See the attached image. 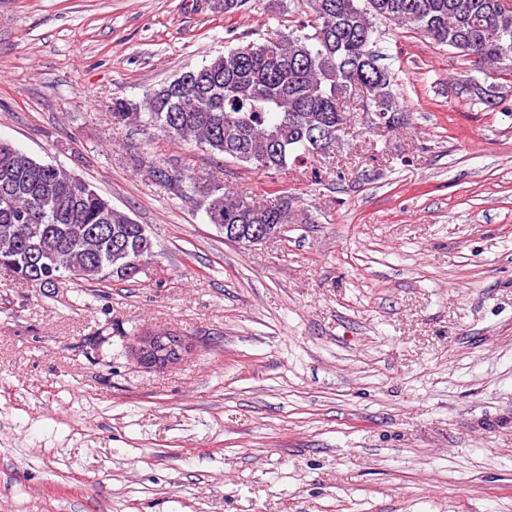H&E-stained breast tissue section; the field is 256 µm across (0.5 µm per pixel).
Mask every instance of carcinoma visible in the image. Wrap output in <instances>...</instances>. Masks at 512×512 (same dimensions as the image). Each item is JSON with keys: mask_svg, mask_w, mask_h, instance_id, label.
<instances>
[{"mask_svg": "<svg viewBox=\"0 0 512 512\" xmlns=\"http://www.w3.org/2000/svg\"><path fill=\"white\" fill-rule=\"evenodd\" d=\"M312 13L266 33L252 53L232 47L153 90L141 104L112 99V124L157 130L256 171L301 169L317 185L322 139L368 88V106L386 128L403 124L399 79L380 64L376 23L390 21L447 46L485 75L465 96L482 103L494 76H512V0H307ZM145 172L180 197L190 196L209 223L235 225L241 245L262 224H305L296 197L260 204L168 161ZM150 234L92 185L58 165L0 140V267L44 288L68 272L100 284L133 278L131 257L151 255Z\"/></svg>", "mask_w": 512, "mask_h": 512, "instance_id": "obj_1", "label": "carcinoma"}]
</instances>
